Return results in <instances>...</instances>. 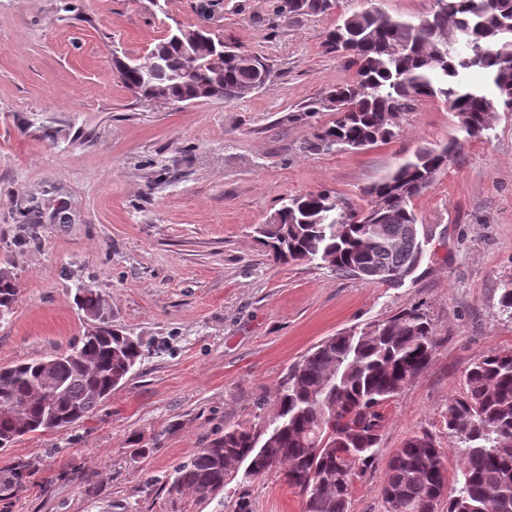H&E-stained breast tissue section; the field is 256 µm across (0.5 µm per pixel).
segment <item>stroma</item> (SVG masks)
Returning <instances> with one entry per match:
<instances>
[{"mask_svg":"<svg viewBox=\"0 0 512 512\" xmlns=\"http://www.w3.org/2000/svg\"><path fill=\"white\" fill-rule=\"evenodd\" d=\"M335 22L281 0H0V263L18 293L0 320V366L78 339L83 288L143 350L81 422L0 450V512H303L271 474L232 470L204 500L172 490V475L225 428L272 418L282 376L319 344L415 306L439 342L387 406L349 512H385L387 461L413 434L433 435L456 477L448 400L472 362L512 349L499 305L512 277V112H496L415 199L429 242L412 281L273 263L256 229L285 198L328 189L366 208L365 187L456 134V115L424 98L390 142L314 149L334 115L311 104L354 74L324 49ZM178 24L261 57L266 84L232 101L136 97L118 62L144 58ZM17 471L22 485L8 486Z\"/></svg>","mask_w":512,"mask_h":512,"instance_id":"stroma-1","label":"stroma"}]
</instances>
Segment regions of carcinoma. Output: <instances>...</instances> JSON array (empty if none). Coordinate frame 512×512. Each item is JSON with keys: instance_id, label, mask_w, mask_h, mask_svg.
I'll list each match as a JSON object with an SVG mask.
<instances>
[{"instance_id": "carcinoma-1", "label": "carcinoma", "mask_w": 512, "mask_h": 512, "mask_svg": "<svg viewBox=\"0 0 512 512\" xmlns=\"http://www.w3.org/2000/svg\"><path fill=\"white\" fill-rule=\"evenodd\" d=\"M339 0H283L290 13L332 14ZM326 50L349 59L353 80L336 87L327 109L336 119L316 133L319 146L344 150L386 142L413 102L439 101L478 138L493 113L512 112V0H435L416 20L393 19L374 6L339 14ZM166 68L145 79L157 58ZM479 71L482 85L468 81ZM131 92L172 102L246 97L254 75L224 42L202 30L167 31L142 60L119 63ZM460 142L421 147L389 176L366 187L374 220L335 193L320 190L288 200L264 231L274 262L318 261L341 276L399 287L423 261L413 201L455 160ZM14 274L0 266V319L13 312ZM77 305L93 324L66 351L0 367V449L23 437L83 420L123 385L140 345L105 316L98 293ZM438 344L427 314L406 309L390 319L333 336L289 369L277 413L264 425H238L179 467L171 487L206 498L228 472L275 473L299 491L304 512H349L354 482L376 461L384 410L428 367ZM57 384L50 400L45 377ZM448 436L461 443L456 488L446 493L445 451L427 433L409 436L389 459L385 512H512V350L492 351L464 375L463 392L448 400Z\"/></svg>"}]
</instances>
